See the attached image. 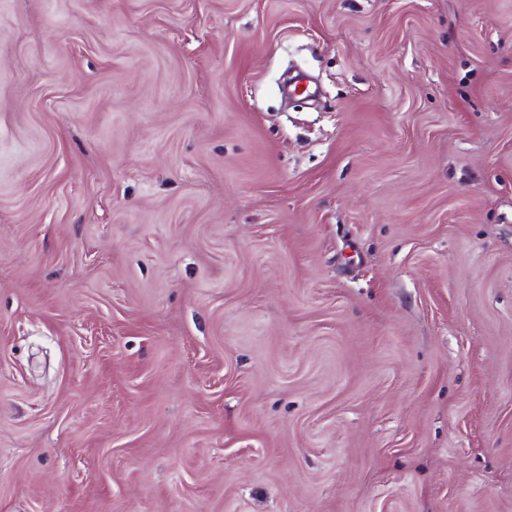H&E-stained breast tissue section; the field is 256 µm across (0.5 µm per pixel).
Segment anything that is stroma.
Instances as JSON below:
<instances>
[{
    "mask_svg": "<svg viewBox=\"0 0 512 512\" xmlns=\"http://www.w3.org/2000/svg\"><path fill=\"white\" fill-rule=\"evenodd\" d=\"M0 512H512V0H0Z\"/></svg>",
    "mask_w": 512,
    "mask_h": 512,
    "instance_id": "stroma-1",
    "label": "stroma"
}]
</instances>
